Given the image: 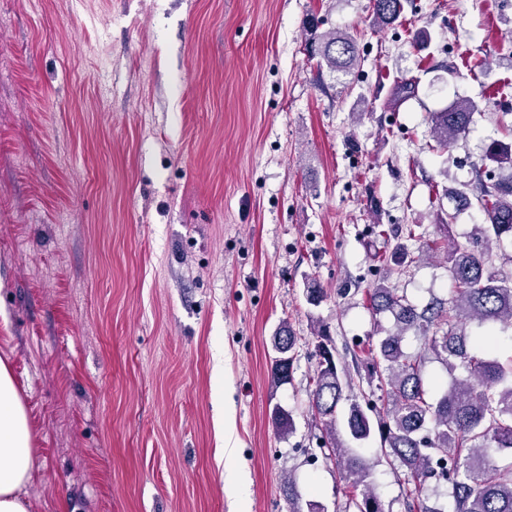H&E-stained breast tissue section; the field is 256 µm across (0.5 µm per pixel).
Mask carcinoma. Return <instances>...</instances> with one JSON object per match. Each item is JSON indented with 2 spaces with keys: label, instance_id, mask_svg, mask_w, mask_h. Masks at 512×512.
<instances>
[{
  "label": "carcinoma",
  "instance_id": "cac0c4a2",
  "mask_svg": "<svg viewBox=\"0 0 512 512\" xmlns=\"http://www.w3.org/2000/svg\"><path fill=\"white\" fill-rule=\"evenodd\" d=\"M404 10L405 0H372L381 29L399 22ZM308 49L332 73L349 74L361 63L356 38L340 29L310 33ZM476 110L473 101L458 99L433 113L437 146L445 150L465 137ZM485 159L494 167L476 175L471 192L448 195L454 210L475 208L483 216L477 235L446 249L451 298L420 307L385 282L370 293L374 332L364 368L381 395L352 400L346 425L353 442L379 443L382 456L411 477L414 493L406 497L405 512H512V353L498 350L496 336L512 329V276L492 267V248L512 245V142L491 141ZM385 314L393 318L389 330L379 322ZM412 336L423 340V350H407ZM317 337L310 406L324 427L326 458L347 482L350 503H360L359 512H387L359 448L337 434L336 409L352 381L340 374L330 336L320 330ZM295 343L285 323L272 338V379L279 385L290 382ZM429 359L453 373L449 386L429 388ZM272 418L281 433L293 431L288 410L276 405ZM433 485L451 489L452 510L430 503Z\"/></svg>",
  "mask_w": 512,
  "mask_h": 512
}]
</instances>
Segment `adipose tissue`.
<instances>
[{"label": "adipose tissue", "mask_w": 512, "mask_h": 512, "mask_svg": "<svg viewBox=\"0 0 512 512\" xmlns=\"http://www.w3.org/2000/svg\"><path fill=\"white\" fill-rule=\"evenodd\" d=\"M32 434L13 378L0 362V512H27L20 492L32 478Z\"/></svg>", "instance_id": "ef3b65f1"}]
</instances>
